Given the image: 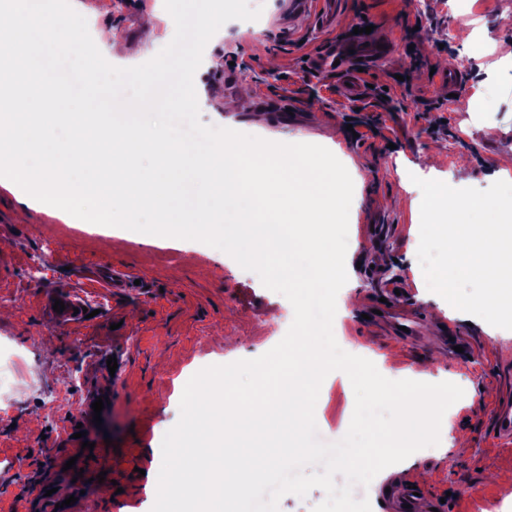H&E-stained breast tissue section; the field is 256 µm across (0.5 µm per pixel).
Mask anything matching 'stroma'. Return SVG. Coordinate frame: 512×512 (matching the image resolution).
<instances>
[{
	"instance_id": "1",
	"label": "stroma",
	"mask_w": 512,
	"mask_h": 512,
	"mask_svg": "<svg viewBox=\"0 0 512 512\" xmlns=\"http://www.w3.org/2000/svg\"><path fill=\"white\" fill-rule=\"evenodd\" d=\"M285 0H253L261 22L232 20L207 43L195 73L204 124H233L239 132L269 141L339 143L354 183L348 240L356 247L337 305L336 336L360 350L389 379L452 382L464 390L448 409L441 444L466 434L459 453L418 451L412 463L394 465L392 477L424 480L438 496L452 494V512H480L481 505L512 501V486L489 470L512 473V446L489 436L496 406L512 393V317L484 323L477 315L445 319L449 303L472 305L480 288L459 274L451 288H428L423 275L444 262L416 230L435 195L449 201L497 199L503 185L492 173L512 146V79L489 66L493 45L512 42V0H336L333 25L322 26V0H310L291 31L281 28ZM83 10L90 34L117 31L122 43L140 46L136 59L120 47L105 58L118 67L144 63L171 42L164 0H71ZM382 37L393 38L390 54L365 73L387 87V100L364 112L340 93L337 76L324 73L304 83L314 59L358 16ZM419 23L413 35L405 26ZM446 49L434 53V43ZM414 53H407V46ZM424 56L414 66L413 55ZM467 70L460 101H449L440 78L448 67ZM410 72L408 85L395 74ZM435 102L424 111L416 98ZM355 132H348V125ZM109 261L142 279V294L102 292L95 316L66 335L41 312L47 290L84 289L85 270ZM42 278H35L36 268ZM414 311L418 331L408 339L373 321L380 302ZM289 301L263 286L228 254L193 240L156 237L97 224H71L53 212L21 220L13 192L0 186V337L19 357L9 423L0 422V512H29L16 480L27 470L29 448L41 444L54 460L40 480L66 499L73 488L67 444L60 429L82 427L87 441L109 447L112 473L102 485L110 512H151L156 496L150 472L153 454L180 417L177 405L187 381L210 365L252 359L287 333ZM469 343L452 354L451 337ZM118 363L109 371L107 358ZM108 397L101 423L80 416L86 397ZM55 396L46 414L43 396ZM348 376L327 378L317 403L325 439L344 435L354 411Z\"/></svg>"
}]
</instances>
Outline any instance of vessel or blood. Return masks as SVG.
Masks as SVG:
<instances>
[{
	"label": "vessel or blood",
	"mask_w": 512,
	"mask_h": 512,
	"mask_svg": "<svg viewBox=\"0 0 512 512\" xmlns=\"http://www.w3.org/2000/svg\"><path fill=\"white\" fill-rule=\"evenodd\" d=\"M385 52L379 49L376 41L370 35L356 34L352 30L341 33L337 42L324 50L317 58L316 63L323 69H336L340 73L342 91L347 97L363 95L364 77L362 71L371 67ZM135 274L112 265H100L89 273L88 281L91 287L103 288L109 291L121 289L135 292ZM63 301L64 311L54 312L55 301ZM85 296L82 293L48 291L43 299V309L50 313L52 320L58 327L72 329L80 325L85 315L83 307ZM491 434L500 443L512 444V400L507 399L499 403ZM39 468H32L27 473L25 484L29 493L34 494L38 512H67L60 507L56 496L45 495L39 482ZM439 500L434 499L430 489L422 487L413 488L407 484H399L392 500L393 512H432L439 507Z\"/></svg>",
	"instance_id": "b4317fda"
}]
</instances>
